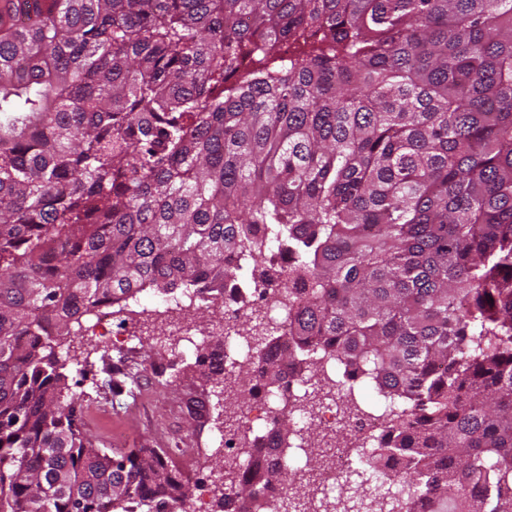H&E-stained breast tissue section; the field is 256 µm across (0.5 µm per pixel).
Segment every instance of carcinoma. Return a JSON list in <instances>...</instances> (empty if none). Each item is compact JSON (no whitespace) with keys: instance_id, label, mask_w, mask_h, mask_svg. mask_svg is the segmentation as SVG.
Instances as JSON below:
<instances>
[{"instance_id":"cac0c4a2","label":"carcinoma","mask_w":512,"mask_h":512,"mask_svg":"<svg viewBox=\"0 0 512 512\" xmlns=\"http://www.w3.org/2000/svg\"><path fill=\"white\" fill-rule=\"evenodd\" d=\"M275 250L303 299L264 385L336 362L390 416L368 465L512 512V0H0V512L180 509L170 450L101 447L56 348Z\"/></svg>"}]
</instances>
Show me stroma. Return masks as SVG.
<instances>
[{
    "label": "stroma",
    "mask_w": 512,
    "mask_h": 512,
    "mask_svg": "<svg viewBox=\"0 0 512 512\" xmlns=\"http://www.w3.org/2000/svg\"><path fill=\"white\" fill-rule=\"evenodd\" d=\"M155 300L145 296L132 301L120 317L134 336L123 347L112 346L104 337L78 335L64 339L59 348L62 372L68 382H81L83 389L100 387V396L85 410V425L111 444L113 433H121L128 448L174 449L175 471L192 469L205 485L223 486L222 465L227 457L220 438L225 427V412H242L253 407V400L227 396L220 385L208 381L196 364L195 352L184 353L179 337L170 335L168 327L177 321H188L191 327L204 331L197 349L212 344L209 332L224 316L222 304L194 312L176 309L154 312ZM126 355L138 376L135 386L115 394L107 389L109 376L102 371L103 358ZM198 398L206 406L201 417L188 411L189 398ZM198 449L188 458L184 449Z\"/></svg>",
    "instance_id": "35a3bbf8"
}]
</instances>
